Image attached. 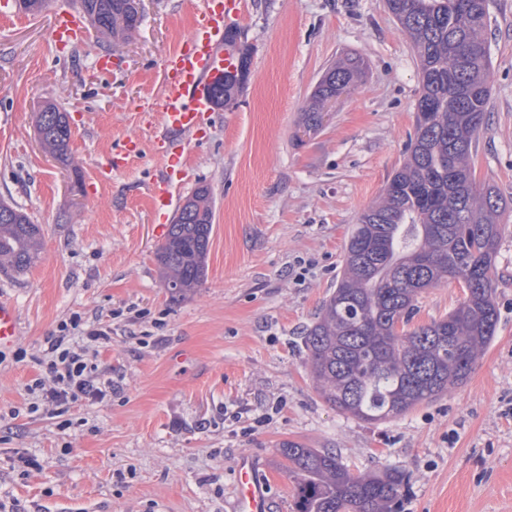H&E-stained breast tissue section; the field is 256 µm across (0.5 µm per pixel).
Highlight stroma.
<instances>
[{
    "mask_svg": "<svg viewBox=\"0 0 512 512\" xmlns=\"http://www.w3.org/2000/svg\"><path fill=\"white\" fill-rule=\"evenodd\" d=\"M50 0L29 14L0 0V202L42 234L29 271L0 269L20 315L0 363V502L5 512H231L238 461L268 483L271 512H294L280 446L329 449L353 472L403 470L401 512H512V0H489L492 89L473 152L476 179L502 197L494 340L464 384L396 420L342 414L317 391L302 336L334 291L345 243L378 200L414 131L420 77L386 0H246L237 21L250 76L232 110H215L172 189L182 205L212 190L203 283L165 288L156 249L168 225L150 189L162 171L154 104L162 60L189 35L203 0H144L132 36L85 31L57 48ZM112 70L98 72V57ZM364 62L355 89L328 103L317 130L301 111L338 60ZM66 112L70 152L46 153L44 103ZM139 154L99 173L123 139ZM464 297L459 281L426 289L414 325ZM109 326L96 358L110 400L71 408L69 425L28 413L33 355L73 316ZM17 418H10L11 410ZM41 467L12 464L18 454Z\"/></svg>",
    "mask_w": 512,
    "mask_h": 512,
    "instance_id": "stroma-1",
    "label": "stroma"
}]
</instances>
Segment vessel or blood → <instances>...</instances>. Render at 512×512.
<instances>
[{
	"mask_svg": "<svg viewBox=\"0 0 512 512\" xmlns=\"http://www.w3.org/2000/svg\"><path fill=\"white\" fill-rule=\"evenodd\" d=\"M243 0H205V7L194 21L182 46L163 59L164 86L158 140L178 136L180 150L164 153L165 174L154 180L152 204L157 215H164L172 202L171 175L185 164V150L209 121L214 108L210 97L213 81L233 65L234 57L224 46V30L230 20L244 14ZM84 22L75 12L60 10L54 20L51 39L65 45L80 39ZM19 334V314L14 303L0 300V348L10 346ZM236 492L232 512H269L270 501L252 461L241 460L235 469Z\"/></svg>",
	"mask_w": 512,
	"mask_h": 512,
	"instance_id": "b4317fda",
	"label": "vessel or blood"
}]
</instances>
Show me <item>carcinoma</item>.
<instances>
[{"instance_id":"1","label":"carcinoma","mask_w":512,"mask_h":512,"mask_svg":"<svg viewBox=\"0 0 512 512\" xmlns=\"http://www.w3.org/2000/svg\"><path fill=\"white\" fill-rule=\"evenodd\" d=\"M485 0H387L412 40L421 93L404 160L380 200L354 225L336 289L303 336L321 396L367 422L399 418L462 384L498 324L493 285L502 236L498 191L477 182L473 149L486 122L492 65L485 39ZM99 34L124 41L138 28L134 0H79ZM302 112L320 127L325 105L355 85L354 59L329 68ZM43 147L65 159L71 128L47 103L38 114ZM214 221L208 187L178 209L156 258L173 293L198 287ZM41 259V230L27 213L0 203V268L31 269ZM455 279L465 295L447 316L408 329L426 289ZM293 478L296 512H394L405 476L398 469L355 474L330 450L282 444Z\"/></svg>"}]
</instances>
